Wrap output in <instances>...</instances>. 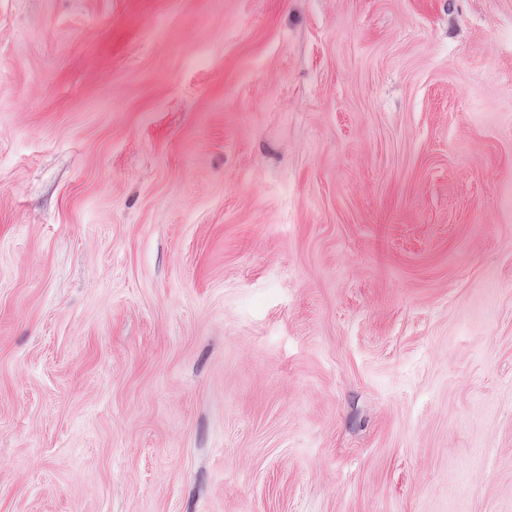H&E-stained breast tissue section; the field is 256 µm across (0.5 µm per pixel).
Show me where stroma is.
Returning a JSON list of instances; mask_svg holds the SVG:
<instances>
[{"instance_id":"stroma-1","label":"stroma","mask_w":512,"mask_h":512,"mask_svg":"<svg viewBox=\"0 0 512 512\" xmlns=\"http://www.w3.org/2000/svg\"><path fill=\"white\" fill-rule=\"evenodd\" d=\"M0 512H512V0H0Z\"/></svg>"}]
</instances>
